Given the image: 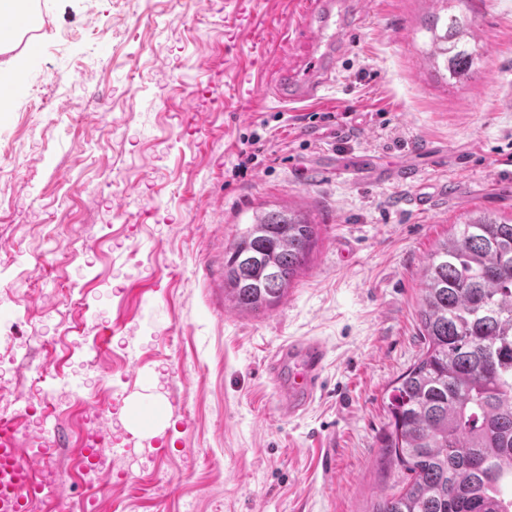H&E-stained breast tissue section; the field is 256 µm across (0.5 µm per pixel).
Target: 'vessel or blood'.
Listing matches in <instances>:
<instances>
[{"mask_svg": "<svg viewBox=\"0 0 512 512\" xmlns=\"http://www.w3.org/2000/svg\"><path fill=\"white\" fill-rule=\"evenodd\" d=\"M359 0H308L305 18L309 51L304 61L289 59L273 87L285 104L322 98L338 74L336 60L343 53L346 36L360 15ZM327 344L313 337H299L282 344L267 369L277 385L278 411L285 418L301 417L322 387L328 358ZM44 470L24 455L14 423L0 424V512H31L46 488Z\"/></svg>", "mask_w": 512, "mask_h": 512, "instance_id": "obj_1", "label": "vessel or blood"}]
</instances>
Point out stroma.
Segmentation results:
<instances>
[{"label":"stroma","mask_w":512,"mask_h":512,"mask_svg":"<svg viewBox=\"0 0 512 512\" xmlns=\"http://www.w3.org/2000/svg\"><path fill=\"white\" fill-rule=\"evenodd\" d=\"M25 2L32 37L0 30V81L25 75L0 112V394L21 437L59 436L35 512L81 506L102 409L123 471L97 512H366L397 491L380 437L424 348L419 271L466 214L512 218V0L462 5L479 39L457 83L423 60L428 0H365L337 86L300 110L271 93L301 50L294 0ZM339 161L418 177L360 182ZM288 206L318 225L305 267L277 306L231 309L226 248ZM300 336L329 356L289 420L265 363ZM133 405L169 415L147 434Z\"/></svg>","instance_id":"stroma-1"}]
</instances>
